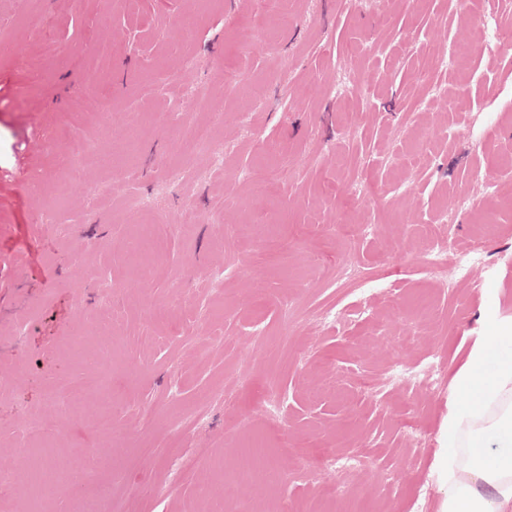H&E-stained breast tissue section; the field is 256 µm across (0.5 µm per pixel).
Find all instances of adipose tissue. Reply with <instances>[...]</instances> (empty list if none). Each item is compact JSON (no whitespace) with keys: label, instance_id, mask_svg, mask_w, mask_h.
I'll return each instance as SVG.
<instances>
[{"label":"adipose tissue","instance_id":"1","mask_svg":"<svg viewBox=\"0 0 512 512\" xmlns=\"http://www.w3.org/2000/svg\"><path fill=\"white\" fill-rule=\"evenodd\" d=\"M489 333L477 337L452 378L467 395L448 409L446 512H512V352L495 350V336L512 333L499 309L483 313Z\"/></svg>","mask_w":512,"mask_h":512}]
</instances>
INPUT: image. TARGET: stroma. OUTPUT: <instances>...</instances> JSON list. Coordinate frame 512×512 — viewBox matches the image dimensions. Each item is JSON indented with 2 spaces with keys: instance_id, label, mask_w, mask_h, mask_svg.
Wrapping results in <instances>:
<instances>
[{
  "instance_id": "obj_1",
  "label": "stroma",
  "mask_w": 512,
  "mask_h": 512,
  "mask_svg": "<svg viewBox=\"0 0 512 512\" xmlns=\"http://www.w3.org/2000/svg\"><path fill=\"white\" fill-rule=\"evenodd\" d=\"M53 22L40 39L20 22L26 0H0V467L17 466L20 422L51 445L0 489V512H27L33 470L53 474L88 450L92 477L43 492L45 512L112 487L100 512H418L421 481L439 473L449 389L388 382L394 363L441 360L452 378L490 307L512 315V180L482 173L512 155V52L487 45L486 0H40ZM286 13L273 37L260 19ZM96 67L108 91L83 85ZM263 82V97L250 87ZM186 125L172 129L169 112ZM210 125L224 150L212 171L189 128ZM78 160L77 170L61 159ZM389 188L385 204L352 196L364 170ZM277 197L258 200L256 180ZM152 198L145 211L133 196ZM56 224L42 223L47 208ZM271 210L281 243L228 236L225 226ZM453 224L446 279L423 266L425 236ZM70 226L60 236L57 224ZM160 227L162 253L128 262L127 233ZM486 240L467 277L455 268L474 236ZM351 257L381 288L337 287ZM224 271L215 299L210 273ZM111 294L99 291L102 275ZM483 291H476V284ZM427 296L418 320L409 300ZM293 305L283 321L279 304ZM164 307V320L152 318ZM338 309L330 323L323 312ZM112 346L125 391L89 393L62 420L53 377L90 380L88 356ZM378 397L357 388L361 373ZM287 391L273 434L261 406ZM152 405L143 425L135 403ZM202 408L204 419L184 418ZM112 428L101 431L99 414ZM418 416L423 447L401 429ZM263 443L275 460L259 495L224 475L237 449ZM358 453L368 470L296 481L300 461L280 445ZM207 448L199 461L194 449ZM179 450L184 475L170 458Z\"/></svg>"
}]
</instances>
